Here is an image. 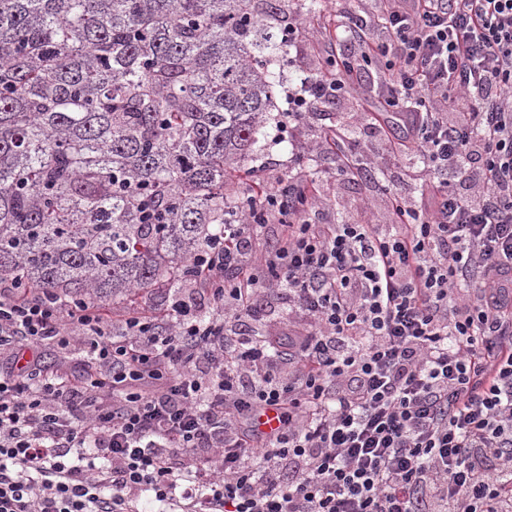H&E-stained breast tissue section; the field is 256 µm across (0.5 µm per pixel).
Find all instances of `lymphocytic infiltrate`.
<instances>
[{
    "label": "lymphocytic infiltrate",
    "mask_w": 512,
    "mask_h": 512,
    "mask_svg": "<svg viewBox=\"0 0 512 512\" xmlns=\"http://www.w3.org/2000/svg\"><path fill=\"white\" fill-rule=\"evenodd\" d=\"M387 2L385 41L370 14L345 26L427 197L382 228L308 223L303 181L263 188L191 256L199 295L114 333L1 278L0 512H512V0ZM346 76L303 79L289 118ZM272 292L304 318L284 351ZM50 344L81 346L84 375L43 373ZM276 297L265 298V329L274 336H288V305Z\"/></svg>",
    "instance_id": "lymphocytic-infiltrate-1"
}]
</instances>
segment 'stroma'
Listing matches in <instances>:
<instances>
[{
    "label": "stroma",
    "instance_id": "1",
    "mask_svg": "<svg viewBox=\"0 0 512 512\" xmlns=\"http://www.w3.org/2000/svg\"><path fill=\"white\" fill-rule=\"evenodd\" d=\"M357 0H319L315 13L302 16L300 32L290 36L287 59L277 78V109L268 121L259 146V159L253 164L252 180H233L226 189L233 197L250 194L251 183L260 180L279 185L296 179L307 180L321 198V206L312 211L314 224H330L337 217L346 221L385 224L391 220L390 199L397 196L409 201L420 197V175L411 155L400 152L397 138L374 129L368 110L378 109L372 91L378 76L374 65L357 60L353 63L352 82L365 86V93H349L322 105L300 122L284 123L288 109L287 92L297 86L300 77L316 73L324 60L347 49L348 40L337 39L336 27L344 15L357 9ZM340 131L346 143L355 145L363 157H384L385 162L374 177L342 176L337 172L335 153L322 148L321 141L330 131ZM168 295L164 284H157L134 296L109 305V322L116 325L129 313H159Z\"/></svg>",
    "mask_w": 512,
    "mask_h": 512
}]
</instances>
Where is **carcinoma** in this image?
Masks as SVG:
<instances>
[{
    "label": "carcinoma",
    "mask_w": 512,
    "mask_h": 512,
    "mask_svg": "<svg viewBox=\"0 0 512 512\" xmlns=\"http://www.w3.org/2000/svg\"><path fill=\"white\" fill-rule=\"evenodd\" d=\"M259 2L0 0V278L105 306L192 275L275 108Z\"/></svg>",
    "instance_id": "carcinoma-1"
}]
</instances>
